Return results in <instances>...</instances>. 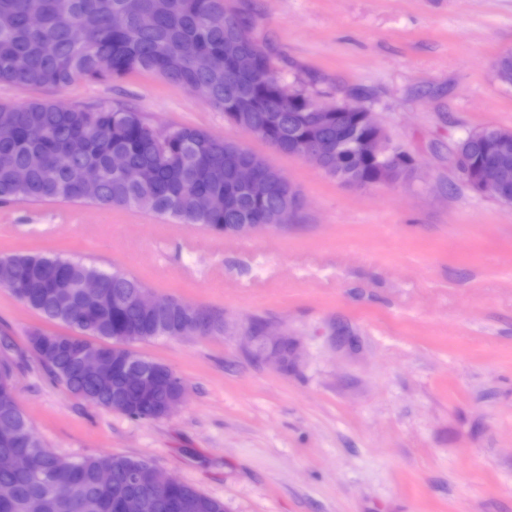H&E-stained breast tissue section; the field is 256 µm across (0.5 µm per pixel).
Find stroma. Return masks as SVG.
<instances>
[{"label":"stroma","mask_w":512,"mask_h":512,"mask_svg":"<svg viewBox=\"0 0 512 512\" xmlns=\"http://www.w3.org/2000/svg\"><path fill=\"white\" fill-rule=\"evenodd\" d=\"M288 86L371 108L416 161L406 183L346 185L273 150L190 90L139 71L63 89L0 84V105L125 104L159 128L237 141L301 194L287 228L224 236L88 204H0V257L59 255L214 313L223 331L135 343L186 385L134 421L53 380L27 337L69 335L0 287L23 353L15 397L69 458H149L226 512H512V204L454 167L468 132L512 130V0H234ZM297 342L281 370L249 354L254 321Z\"/></svg>","instance_id":"obj_1"}]
</instances>
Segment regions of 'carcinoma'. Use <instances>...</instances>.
I'll use <instances>...</instances> for the list:
<instances>
[{
    "instance_id": "carcinoma-1",
    "label": "carcinoma",
    "mask_w": 512,
    "mask_h": 512,
    "mask_svg": "<svg viewBox=\"0 0 512 512\" xmlns=\"http://www.w3.org/2000/svg\"><path fill=\"white\" fill-rule=\"evenodd\" d=\"M125 0H0V83L29 88L66 87L77 79L109 82L132 71L152 72L168 82L196 84L204 103L224 111L227 121L245 126L284 154H294L323 136L329 174L336 175V124L318 126L306 107L282 110L277 99L280 77L272 48L247 41L254 21L229 7L227 0H140V11L121 31L108 17ZM237 46L258 58L252 70H241L228 56ZM495 80L512 86V50L499 54ZM509 130L485 127L460 140L472 158ZM126 158L124 171L112 169V153ZM246 160L270 179L272 192L253 203L233 180L234 165ZM101 172L96 198L83 196V173ZM498 176L512 198V152L501 153ZM231 198L215 212L214 194ZM296 191L263 158L239 143L192 126L158 129L131 108L91 107L31 101L0 112V203H83L108 208H135L177 224L224 233L226 224H274L284 209L295 208ZM100 279L101 288L86 294L79 283ZM0 287L43 318L62 323L82 337L46 335L48 346L34 349L49 375L86 402L119 412L132 420L152 421L172 393L162 376L156 393L141 400L122 372L110 379L87 374L70 347L95 345L112 350L123 336L149 341L172 337L187 322L203 326L206 335L219 320L206 311L190 315L179 301L161 321L141 309L134 296L145 288L137 277L114 269L60 256L14 255L0 258ZM17 347L0 336V380L14 372ZM0 424L14 437L0 442V453L26 450L35 458L29 471L0 470V512H122V501L144 499V512H224V503L183 483L171 493L148 491L132 479L144 457L101 454L72 459L46 447L15 398L0 393ZM108 470L104 486L97 474Z\"/></svg>"
}]
</instances>
